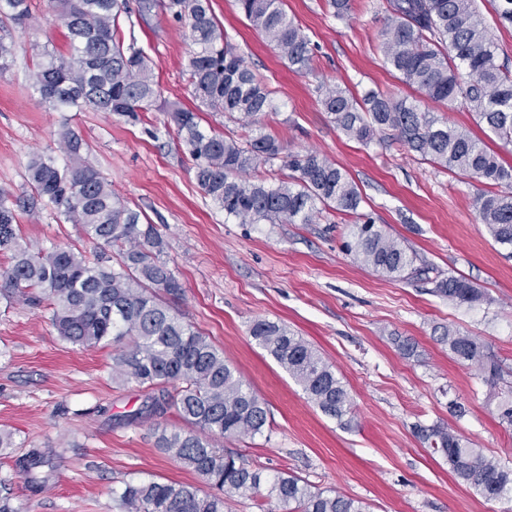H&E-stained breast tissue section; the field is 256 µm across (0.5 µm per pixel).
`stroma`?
Listing matches in <instances>:
<instances>
[{
  "label": "stroma",
  "mask_w": 512,
  "mask_h": 512,
  "mask_svg": "<svg viewBox=\"0 0 512 512\" xmlns=\"http://www.w3.org/2000/svg\"><path fill=\"white\" fill-rule=\"evenodd\" d=\"M384 0H352L336 18L325 0H285L288 16L309 37L314 62L288 68L241 13L236 0H211L212 12L246 65L272 91L276 111L261 120L287 152L315 150L342 167L358 187L361 213L405 238L428 268L393 280L345 249L351 215L323 211L313 224H241L226 217L197 183L164 112L144 122L84 108H46L29 81L36 46L69 51L68 31L47 5L32 0L22 27L0 21L14 56L0 73V189L26 190L36 154L66 158L57 131L69 123L88 145L87 158L120 198L154 224L162 257L183 290L171 305L223 350L265 402L270 429L255 438H221L218 447L268 473L286 471L322 491L368 504L369 512H512V500H488L458 480L447 460L418 437L417 426L441 424L481 453L512 466V427L500 423L488 396L512 388V249L477 221L478 183L420 160L389 131L364 145L345 137L323 111L317 88L354 95L374 89L411 95L383 64ZM149 61L162 99L192 105L182 70L193 49L180 24L159 16L122 21ZM33 249L53 245L93 251L79 225L42 203L37 219L20 215ZM464 276L482 304L448 302L435 279ZM270 319L302 336L333 366L353 403L350 421L325 416L301 387L249 335ZM454 327L481 345L497 379L457 361L439 339ZM414 343L413 353L397 346ZM147 393L112 380V348L61 338L49 312L24 298L0 296V430L15 448L0 455V496L15 512H124L115 495L129 480H204L155 446V428L182 429L173 413L125 423ZM49 466L31 482L16 463L29 450Z\"/></svg>",
  "instance_id": "35a3bbf8"
}]
</instances>
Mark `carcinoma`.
<instances>
[{
    "label": "carcinoma",
    "instance_id": "carcinoma-1",
    "mask_svg": "<svg viewBox=\"0 0 512 512\" xmlns=\"http://www.w3.org/2000/svg\"><path fill=\"white\" fill-rule=\"evenodd\" d=\"M47 2L68 29L71 54L65 58L43 50L44 61L29 75L42 103L142 120L159 92L141 50L125 44L120 18L131 14L127 0ZM238 3L289 68H312L310 40L288 17L283 0ZM136 12L145 21L158 15L172 18L194 45L183 75L198 105L192 110L167 102L164 112L193 162L198 184L226 216L242 224H313L332 207L356 217L347 248L360 263L395 280L423 271L404 240L359 212L357 186L320 153L288 154L285 166L291 174L285 180L251 178V171L285 150L260 126L261 117L277 106L271 90L224 36L210 0H137ZM385 12L384 65L421 98L461 100L495 137L512 144V69L499 62V46L476 0H386ZM0 15L23 26L31 18V0H0ZM320 104L350 139L367 145L391 129L421 160L482 180L487 188L474 196L478 219L498 244L512 247V166H504L484 139L422 111L415 101L379 91L357 98L323 85ZM204 109L224 113L252 134L236 140L203 126ZM57 144L64 164L46 155L31 159L27 167L33 194L0 190V253L10 254V265L0 272V294L47 304L51 323L69 342L86 347L111 342L113 380L159 389L150 405L128 415V423L146 414L177 413L186 428L161 430L156 447L212 489L204 493L177 482H126L118 493L125 512H224L229 501L249 497L260 499L262 512L281 507L288 512H366L359 500L314 490L286 472L271 476L216 446L218 438L264 434L270 425L265 403L224 352L170 306L182 285L161 258L162 241L154 226L144 223L141 212L125 204L85 160L87 144L65 122ZM43 201L53 204L67 223L81 225L99 254L91 259L60 246L33 252L19 233L18 213L34 216ZM434 293L471 306L485 299L472 283L452 273L436 281ZM249 333L324 415L341 421L351 413L345 385L302 337L266 319L254 321ZM441 340L458 360L484 366L473 337L449 328ZM489 400L496 403L501 421L512 426V394L493 392ZM418 435L479 495L512 498V467L485 457L447 427L421 426ZM19 463L30 474L47 459L33 449Z\"/></svg>",
    "mask_w": 512,
    "mask_h": 512
}]
</instances>
